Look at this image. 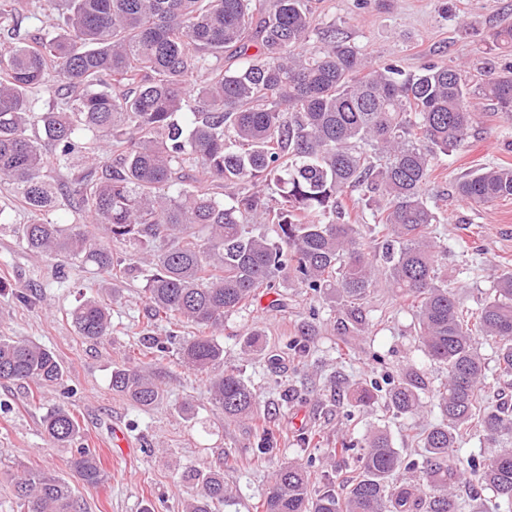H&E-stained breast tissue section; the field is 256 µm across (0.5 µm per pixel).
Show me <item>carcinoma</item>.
Returning <instances> with one entry per match:
<instances>
[{"mask_svg": "<svg viewBox=\"0 0 512 512\" xmlns=\"http://www.w3.org/2000/svg\"><path fill=\"white\" fill-rule=\"evenodd\" d=\"M62 11V32L21 38L0 53V180L14 185L31 215L27 249L63 256L112 274L114 249L147 271L154 316L198 330L171 334L189 369L206 377L210 401L224 418L257 413L259 396L239 370L223 369L215 333L224 318L253 304L259 289L280 281L314 300L338 296L352 323L383 275L416 309L419 340L444 366L433 393L440 423L420 433L424 453L406 457L376 430L357 455V475L338 496L312 464L290 462L262 492L263 512H460L454 488L464 478L492 492L512 512V406L487 394L478 345L498 344L496 383L512 387V270L503 272L480 308L465 311L439 275L437 221L427 184L439 153L464 147L479 124L473 100L512 116V64L486 62L488 79L472 88L454 66L427 63L411 75L396 63L368 65L331 29L308 46L309 0H47ZM26 0H0V21L19 23ZM229 52L237 66L211 61ZM43 106H38V103ZM83 220L53 223V169ZM281 197L269 205L265 189ZM229 191L230 202L217 189ZM350 188L363 192L382 245L357 224L331 220ZM457 196L481 206L512 198V167H484L456 184ZM261 220L267 229L247 225ZM80 335L112 329L109 308L88 297L71 312ZM157 358L112 369V391L139 409L163 398L151 376ZM56 354L28 340L0 336V383L59 384ZM417 376L386 382L396 416L422 407ZM362 384L347 394V421L377 399ZM45 435L65 447L80 425L58 407L42 420ZM482 433L495 453L463 458L457 438ZM258 453L278 437L256 426ZM71 468L86 486L104 479L98 456L76 449ZM410 485L393 484L400 471ZM201 492L187 512H211L229 497L224 467L198 473ZM21 512H85L70 482L27 471L14 479Z\"/></svg>", "mask_w": 512, "mask_h": 512, "instance_id": "obj_1", "label": "carcinoma"}]
</instances>
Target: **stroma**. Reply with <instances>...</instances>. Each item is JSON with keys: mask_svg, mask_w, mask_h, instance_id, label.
I'll use <instances>...</instances> for the list:
<instances>
[{"mask_svg": "<svg viewBox=\"0 0 512 512\" xmlns=\"http://www.w3.org/2000/svg\"><path fill=\"white\" fill-rule=\"evenodd\" d=\"M315 32L335 28L371 64L397 63L406 72L424 64L459 65L470 85L485 78L482 63L504 19L512 20V0H311ZM465 148L438 155L429 180L438 221L434 226L447 252L438 265L456 282V299L476 309L503 269H512V199L473 206L456 194L457 181L486 165L512 167V120L491 104ZM30 220L18 207L11 185L0 182V336L29 339L52 350L66 368L61 385L35 389L0 384V512H17L11 482L17 471H45L74 480V446L58 447L44 435L42 419L57 407L71 410L82 428V442L95 449L105 471L95 487L78 486L86 512H186L201 491L191 470L224 462L230 499L214 512H258L260 495L275 470L286 462L314 460L328 472L337 493H345L355 459L334 454L336 440L363 442L386 429L401 453L418 445L410 430L436 423L425 407L414 417L395 418L383 403L361 408L354 423L334 402L355 383L384 381L412 370L427 389L445 372L425 354L417 336L415 311L386 284L371 294L364 331L352 328L341 303L313 301L301 289L281 284L247 310L229 316L218 339L224 364L241 371L260 394V410L279 432L272 457L256 456L257 438L249 419L228 421L209 400L205 379L179 363L176 352L159 361L155 379L163 401L148 411L113 393L115 365L139 358L147 337L165 340L173 329L152 316L137 272L118 277L64 257L27 250L20 229ZM108 303L112 332L92 341L79 336L71 311L87 297ZM315 333L301 336L303 325ZM260 334L262 348L248 346ZM302 337L307 358L294 357L287 343ZM320 430L322 441L304 447L299 435ZM130 444L119 448L115 431Z\"/></svg>", "mask_w": 512, "mask_h": 512, "instance_id": "35a3bbf8", "label": "stroma"}]
</instances>
